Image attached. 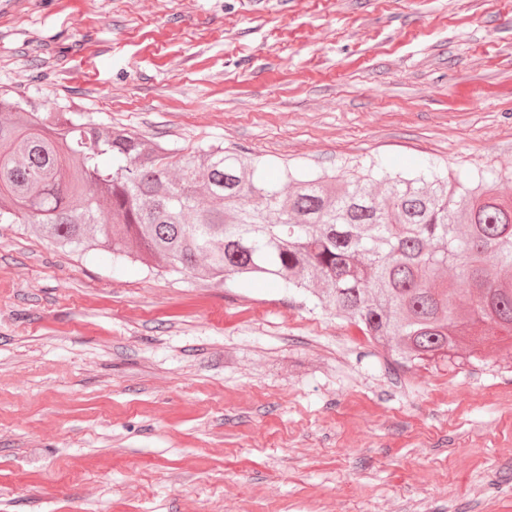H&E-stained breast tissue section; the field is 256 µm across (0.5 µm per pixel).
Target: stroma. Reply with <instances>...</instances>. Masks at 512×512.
Returning a JSON list of instances; mask_svg holds the SVG:
<instances>
[{"label": "stroma", "instance_id": "35a3bbf8", "mask_svg": "<svg viewBox=\"0 0 512 512\" xmlns=\"http://www.w3.org/2000/svg\"><path fill=\"white\" fill-rule=\"evenodd\" d=\"M0 94L186 155L512 169V0H0ZM399 369L258 281L0 224V512H512V346Z\"/></svg>", "mask_w": 512, "mask_h": 512}]
</instances>
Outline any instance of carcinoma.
<instances>
[{
    "label": "carcinoma",
    "instance_id": "1",
    "mask_svg": "<svg viewBox=\"0 0 512 512\" xmlns=\"http://www.w3.org/2000/svg\"><path fill=\"white\" fill-rule=\"evenodd\" d=\"M0 98L1 224H33L60 247L268 278L332 306L414 365L453 358L468 338H512L511 172L411 179L375 163L346 182L285 171L279 181L220 144L171 150L80 112L27 115Z\"/></svg>",
    "mask_w": 512,
    "mask_h": 512
}]
</instances>
